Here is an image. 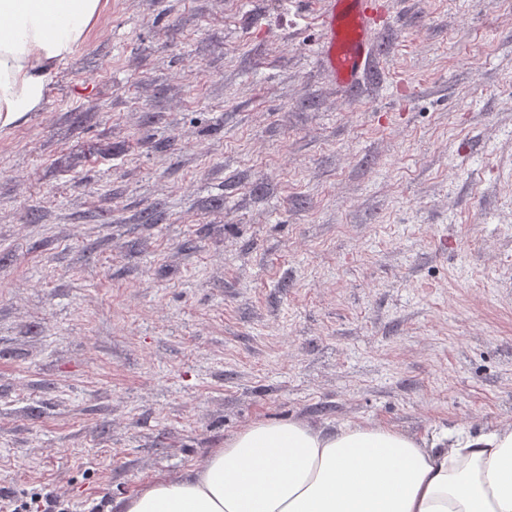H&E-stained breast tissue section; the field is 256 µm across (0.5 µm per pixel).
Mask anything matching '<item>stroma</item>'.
Returning a JSON list of instances; mask_svg holds the SVG:
<instances>
[{
  "instance_id": "35a3bbf8",
  "label": "stroma",
  "mask_w": 512,
  "mask_h": 512,
  "mask_svg": "<svg viewBox=\"0 0 512 512\" xmlns=\"http://www.w3.org/2000/svg\"><path fill=\"white\" fill-rule=\"evenodd\" d=\"M378 2L351 98L326 0H104L0 126V498L119 512L260 419L512 425V0Z\"/></svg>"
}]
</instances>
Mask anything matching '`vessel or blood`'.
<instances>
[{
  "label": "vessel or blood",
  "mask_w": 512,
  "mask_h": 512,
  "mask_svg": "<svg viewBox=\"0 0 512 512\" xmlns=\"http://www.w3.org/2000/svg\"><path fill=\"white\" fill-rule=\"evenodd\" d=\"M319 25L325 34L319 49L321 69L351 92L362 93L376 68L381 32L370 0H329Z\"/></svg>",
  "instance_id": "b4317fda"
}]
</instances>
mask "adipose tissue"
<instances>
[{
    "instance_id": "obj_1",
    "label": "adipose tissue",
    "mask_w": 512,
    "mask_h": 512,
    "mask_svg": "<svg viewBox=\"0 0 512 512\" xmlns=\"http://www.w3.org/2000/svg\"><path fill=\"white\" fill-rule=\"evenodd\" d=\"M102 0H0V120L43 108ZM120 512H512V426L432 439L395 428L259 420Z\"/></svg>"
}]
</instances>
